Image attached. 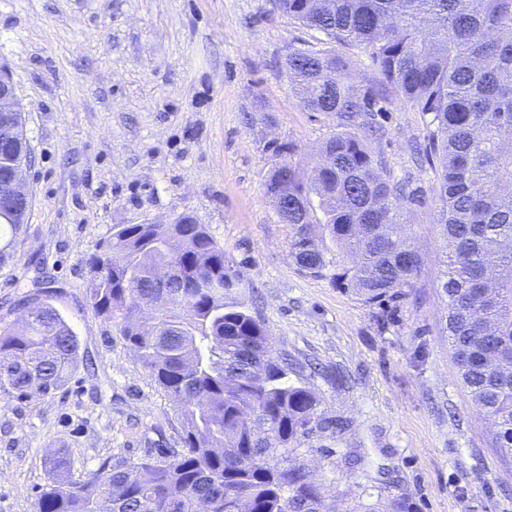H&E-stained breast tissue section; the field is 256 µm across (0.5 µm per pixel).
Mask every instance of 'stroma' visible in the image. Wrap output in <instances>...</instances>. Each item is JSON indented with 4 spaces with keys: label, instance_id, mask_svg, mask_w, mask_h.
Here are the masks:
<instances>
[{
    "label": "stroma",
    "instance_id": "1",
    "mask_svg": "<svg viewBox=\"0 0 512 512\" xmlns=\"http://www.w3.org/2000/svg\"><path fill=\"white\" fill-rule=\"evenodd\" d=\"M310 36L273 0H0V69L35 156L0 320L20 321L17 300L39 293L79 341L57 390L0 391V512H37L54 453L79 479L109 456L179 447L173 403L89 304L86 260L113 225L181 214L207 225L274 354L320 401L296 455L328 512H512V454L493 448L450 354L434 182L412 159L422 113L389 98L367 140L422 191L404 206L421 259L405 296L365 303L338 280L353 257L330 238L322 275L290 254L265 181L338 131L335 113L304 110L282 67Z\"/></svg>",
    "mask_w": 512,
    "mask_h": 512
}]
</instances>
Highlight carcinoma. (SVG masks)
<instances>
[{
    "instance_id": "obj_1",
    "label": "carcinoma",
    "mask_w": 512,
    "mask_h": 512,
    "mask_svg": "<svg viewBox=\"0 0 512 512\" xmlns=\"http://www.w3.org/2000/svg\"><path fill=\"white\" fill-rule=\"evenodd\" d=\"M323 35L288 53L291 90L308 112H334L345 130L322 145L311 174L270 170L268 196L288 199L291 254L311 274L327 266L311 233L317 197L330 238L359 261L338 277L368 304L397 301L419 257L402 236L403 202L417 201L366 149L359 119L401 105L428 116L421 166L434 173L433 209L446 247L441 290L460 381L512 453V0H274ZM363 47L378 72L351 82L335 46ZM22 198L0 208L13 248ZM93 311L119 329L179 412L181 447L144 459L108 457L75 482L65 457L38 512H322L320 487L293 456L318 400L290 380L243 282L197 219L120 224L86 261ZM0 324V388L47 395L76 368L78 340L48 301Z\"/></svg>"
}]
</instances>
